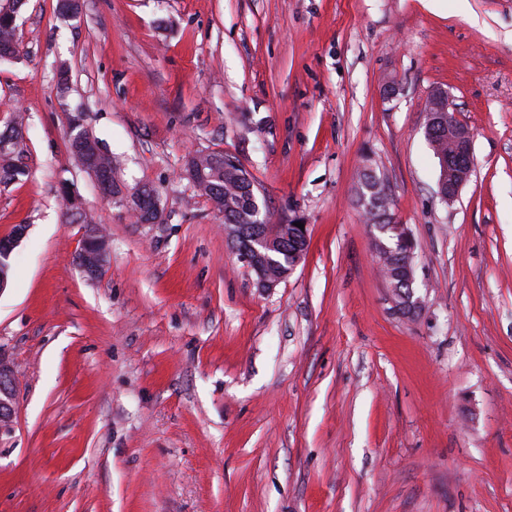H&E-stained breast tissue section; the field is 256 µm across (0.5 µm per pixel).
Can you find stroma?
Wrapping results in <instances>:
<instances>
[{
	"label": "stroma",
	"instance_id": "1",
	"mask_svg": "<svg viewBox=\"0 0 512 512\" xmlns=\"http://www.w3.org/2000/svg\"><path fill=\"white\" fill-rule=\"evenodd\" d=\"M16 26L0 512H512V0H27ZM439 88L473 137L449 204ZM78 111L160 223L99 195L68 149ZM200 151L240 160L271 223L307 224L277 287L186 177ZM367 165L414 240L411 315L355 193ZM66 185L109 236L101 278L74 261ZM142 189L143 193V199L142 204L140 206V219L141 221L144 220H155L153 222H156L158 216H160L161 219V209H160V200L159 196L154 188H151L147 185H143L139 188H136L135 190ZM16 386V370L0 353V436L13 430Z\"/></svg>",
	"mask_w": 512,
	"mask_h": 512
}]
</instances>
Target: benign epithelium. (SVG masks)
I'll return each instance as SVG.
<instances>
[{
  "label": "benign epithelium",
  "mask_w": 512,
  "mask_h": 512,
  "mask_svg": "<svg viewBox=\"0 0 512 512\" xmlns=\"http://www.w3.org/2000/svg\"><path fill=\"white\" fill-rule=\"evenodd\" d=\"M448 109V138L455 139L454 157L441 158V185L448 186L443 198L454 200L461 188L466 185L472 175V142L470 134L457 137L460 124L457 121L452 103L446 104ZM27 225L15 226L12 237L0 239V292L8 285L7 261L17 242L25 235ZM230 247L240 253V258L249 270L256 272V284L260 288H274L278 281L271 280L264 269L273 264L272 254L277 245L274 242L276 225L274 224H227L224 226ZM80 269L90 278H97L105 272L109 254L107 239L96 224L91 225L82 240ZM17 375L13 364L0 354V436L13 430L15 418V392Z\"/></svg>",
  "instance_id": "1"
}]
</instances>
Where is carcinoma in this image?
Listing matches in <instances>:
<instances>
[{
    "label": "carcinoma",
    "instance_id": "cac0c4a2",
    "mask_svg": "<svg viewBox=\"0 0 512 512\" xmlns=\"http://www.w3.org/2000/svg\"><path fill=\"white\" fill-rule=\"evenodd\" d=\"M25 0H10L11 11H0V55L20 54V43L16 37L17 13L24 5ZM425 136L432 147L434 154L445 156L454 153V147L448 143V130L441 125L426 123ZM69 151L77 156L94 158L98 170L112 174V199L117 203L125 201L124 190L126 186L115 177L116 163L112 155L102 151L98 142L93 139L83 126L76 127V133L69 139ZM223 157V154L199 155L196 165L203 167L206 180H199L194 186L205 195L214 208L224 213L226 224H267L269 217L265 209L264 197L259 184L254 177L243 167L240 161L224 162L213 165L212 160ZM26 176V170L19 163L17 157L8 153H0V183L9 184ZM384 181L382 176L373 168L363 169L359 175L356 186L358 199L363 201V209L371 224L379 225L385 229L386 238L392 251L385 258H379L382 271L391 285L407 289V282L414 271L406 268L405 252L409 244L402 240L403 231L397 224L392 211V198L383 192ZM143 199L140 206L141 220H155L161 215L160 200L155 189L141 186ZM66 210L84 224L92 223L87 213L83 212L81 204L75 203L77 195L69 188H64Z\"/></svg>",
    "mask_w": 512,
    "mask_h": 512
}]
</instances>
